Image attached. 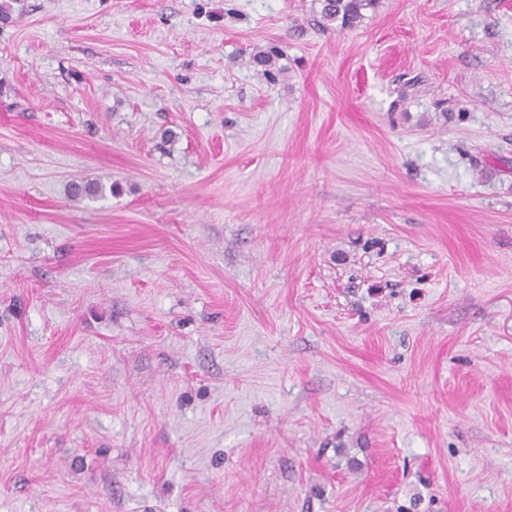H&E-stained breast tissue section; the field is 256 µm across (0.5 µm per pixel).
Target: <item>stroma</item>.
<instances>
[{
  "label": "stroma",
  "mask_w": 512,
  "mask_h": 512,
  "mask_svg": "<svg viewBox=\"0 0 512 512\" xmlns=\"http://www.w3.org/2000/svg\"><path fill=\"white\" fill-rule=\"evenodd\" d=\"M8 2L0 512H512V0ZM321 18L326 25L336 23V30L351 28L363 17L362 10L372 8L376 0H322Z\"/></svg>",
  "instance_id": "stroma-1"
}]
</instances>
